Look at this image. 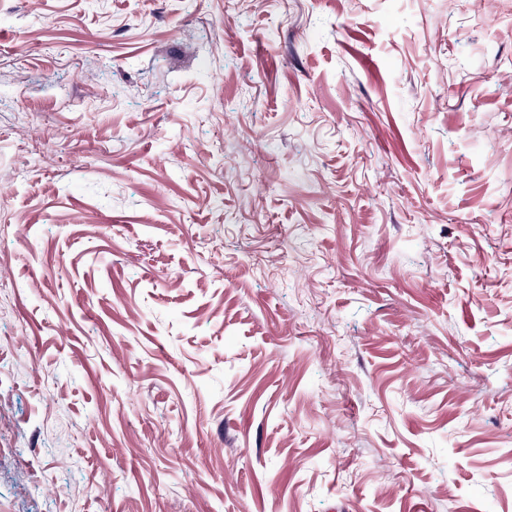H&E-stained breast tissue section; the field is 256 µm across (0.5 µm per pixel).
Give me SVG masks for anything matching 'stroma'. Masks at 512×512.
Wrapping results in <instances>:
<instances>
[{"instance_id":"1","label":"stroma","mask_w":512,"mask_h":512,"mask_svg":"<svg viewBox=\"0 0 512 512\" xmlns=\"http://www.w3.org/2000/svg\"><path fill=\"white\" fill-rule=\"evenodd\" d=\"M0 512H512V0H0Z\"/></svg>"}]
</instances>
